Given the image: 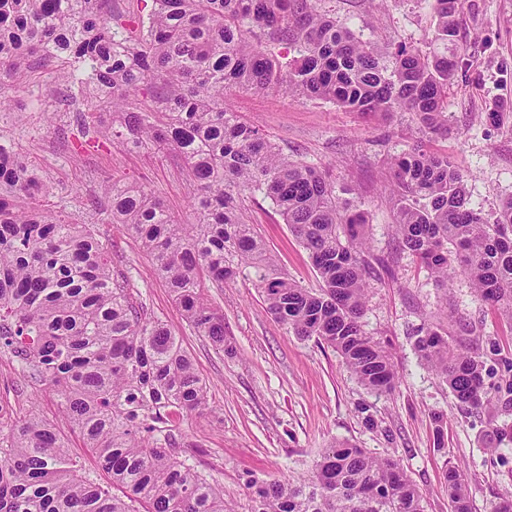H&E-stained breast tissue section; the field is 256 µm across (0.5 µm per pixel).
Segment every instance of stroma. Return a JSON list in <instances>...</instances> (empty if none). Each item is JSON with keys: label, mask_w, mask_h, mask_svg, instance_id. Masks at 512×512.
I'll list each match as a JSON object with an SVG mask.
<instances>
[{"label": "stroma", "mask_w": 512, "mask_h": 512, "mask_svg": "<svg viewBox=\"0 0 512 512\" xmlns=\"http://www.w3.org/2000/svg\"><path fill=\"white\" fill-rule=\"evenodd\" d=\"M320 7L363 40L390 48L426 49L435 24L434 0H390L384 8L376 0H322ZM461 18L446 134L421 132L409 112L368 116L319 99L249 91L226 99L230 111L345 192L350 210L366 219L374 256H388L394 247L389 161L416 144L448 154L467 175L471 202L483 214L492 215L512 196V0H462ZM54 71L35 58L22 81L0 80V96L10 102L0 112V138L53 184L49 204L62 218L98 224L113 266L128 277L147 314L165 321L193 357L210 410L184 422L182 457L223 486L233 512H245L249 475L285 480L306 473L334 441L397 455L424 494L425 512H450L443 479L449 463L464 474L471 512H493L512 496V412L460 407L447 385L421 366L413 347L417 329L431 325L449 345L479 352L504 374L503 359L512 360V323L480 301L467 279L438 287L404 254L394 275L372 280L362 325L391 352L399 383L386 395L365 389L331 348L279 324L248 279L207 291L224 313L231 345L219 351L189 325L139 245L107 214L88 208L105 185L135 184L176 219L191 222L189 188L173 159L162 150H130L116 140L83 136ZM492 112L501 113L500 122L489 120ZM241 205L282 270L303 287H316L308 252L270 201L248 193ZM0 400L17 414L35 409L52 419L57 413L53 396L4 356ZM438 412L447 419L439 440L432 423Z\"/></svg>", "instance_id": "1"}]
</instances>
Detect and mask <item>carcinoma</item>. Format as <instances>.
<instances>
[{
    "mask_svg": "<svg viewBox=\"0 0 512 512\" xmlns=\"http://www.w3.org/2000/svg\"><path fill=\"white\" fill-rule=\"evenodd\" d=\"M432 50L386 52L324 13L317 0H152L148 24L112 23V0H0V73L22 78L35 56L64 67L75 106L112 105L102 137L163 149L191 188L195 219L179 223L158 199L107 186L92 211L136 239L189 324L224 349V313L207 297L250 277L274 318L337 352L369 391L395 390L391 355L365 335L371 276L408 252L440 287L462 275L512 321V197L494 219L472 206L467 176L417 146L390 164L397 252L371 254L365 220L341 207L326 174L284 154L224 107L233 91L321 99L350 112L412 113L439 134L457 67L461 0H435ZM149 94L137 104L134 97ZM271 200L312 261L317 288L283 272L239 199ZM52 187L25 158L0 152V355L56 398L59 421L0 405V512H230L224 488L179 458L181 422L208 406L191 355L163 321L146 317L114 271L93 224L43 207ZM415 350L455 400L512 409V380L490 397L481 358L422 326ZM77 432L107 483L80 473L63 427ZM450 512H471L460 471L444 472ZM247 512H425L400 459L340 443L307 474L250 475Z\"/></svg>",
    "mask_w": 512,
    "mask_h": 512,
    "instance_id": "cac0c4a2",
    "label": "carcinoma"
}]
</instances>
